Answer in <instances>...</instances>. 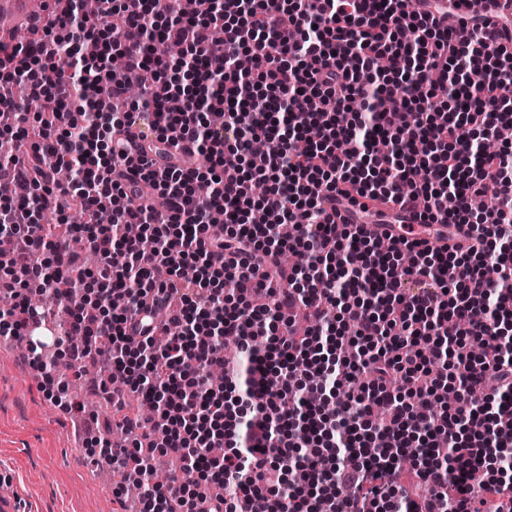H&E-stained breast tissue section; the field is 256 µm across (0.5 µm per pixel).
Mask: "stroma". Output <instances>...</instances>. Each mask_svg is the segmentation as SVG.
I'll return each instance as SVG.
<instances>
[{
	"label": "stroma",
	"instance_id": "obj_1",
	"mask_svg": "<svg viewBox=\"0 0 512 512\" xmlns=\"http://www.w3.org/2000/svg\"><path fill=\"white\" fill-rule=\"evenodd\" d=\"M86 399L96 422L78 441L81 411L54 403L29 359L0 344V481L18 487L21 512H139L90 465L92 437L111 438L112 425L98 384L87 383Z\"/></svg>",
	"mask_w": 512,
	"mask_h": 512
}]
</instances>
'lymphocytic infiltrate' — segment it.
I'll use <instances>...</instances> for the list:
<instances>
[{"label":"lymphocytic infiltrate","instance_id":"obj_1","mask_svg":"<svg viewBox=\"0 0 512 512\" xmlns=\"http://www.w3.org/2000/svg\"><path fill=\"white\" fill-rule=\"evenodd\" d=\"M197 2L101 0L90 15L66 0L0 42V135L30 143L0 156V233L24 243L0 337L53 389L27 326L96 284L54 343L81 337L110 372L128 443L99 456L139 484L140 512H512V149L478 140L512 127V26L476 11L452 41L456 0L437 16L430 0ZM136 71L151 75L139 100ZM258 138L270 149L254 168ZM154 139L195 164L155 166ZM120 162L136 189L113 181ZM356 196L423 203V223L472 243L381 248L336 222L337 198ZM103 210L111 224L95 223ZM230 340L248 359L212 383ZM146 447L175 457L165 483Z\"/></svg>","mask_w":512,"mask_h":512}]
</instances>
